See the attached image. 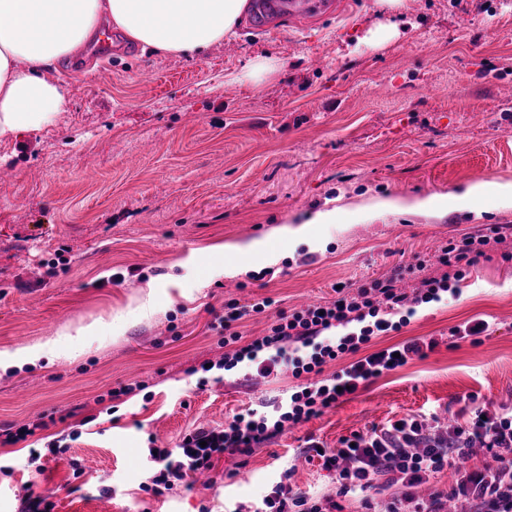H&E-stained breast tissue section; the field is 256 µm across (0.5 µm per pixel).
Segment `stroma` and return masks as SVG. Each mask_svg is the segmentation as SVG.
I'll return each instance as SVG.
<instances>
[{
  "label": "stroma",
  "mask_w": 512,
  "mask_h": 512,
  "mask_svg": "<svg viewBox=\"0 0 512 512\" xmlns=\"http://www.w3.org/2000/svg\"><path fill=\"white\" fill-rule=\"evenodd\" d=\"M251 10L201 61L137 46L121 63L71 72L69 105L52 124L0 140V425L54 424L0 443V512L28 491L53 512H254L283 472L316 497L336 475L307 439L342 437L407 415L447 424L458 400L512 407V207L493 195L477 213H378L390 197L445 195L461 184L512 181V0H348L343 12L254 29ZM283 69L259 85L251 61ZM338 208L316 244L276 237L283 223ZM504 243L466 268L457 296L417 307L368 350L447 336L482 320L480 343L440 345L373 380L322 416L286 428L248 456L215 460L188 488L154 494L149 449L291 395V373L245 378L202 371L221 359L225 301L271 298L236 325L265 335L277 312L334 300L413 258L435 275L449 239ZM269 239L272 253L220 246ZM136 382L145 388L119 395ZM64 438L65 453L48 449ZM42 454L43 472L29 466ZM281 66L278 59L261 57L254 60L248 67L244 77L255 84H259L266 76L275 73Z\"/></svg>",
  "instance_id": "35a3bbf8"
}]
</instances>
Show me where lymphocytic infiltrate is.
Returning <instances> with one entry per match:
<instances>
[{
	"label": "lymphocytic infiltrate",
	"mask_w": 512,
	"mask_h": 512,
	"mask_svg": "<svg viewBox=\"0 0 512 512\" xmlns=\"http://www.w3.org/2000/svg\"><path fill=\"white\" fill-rule=\"evenodd\" d=\"M503 239L495 224L486 235L449 240L437 257L443 273L422 278L413 292L398 288L397 276L376 279L358 287L356 294L279 314L266 335L248 342L232 331V323L264 313L270 299L244 307L234 299L225 302L226 331L221 341L225 353L218 368L230 371L243 363L248 374L262 377L287 369L301 384L289 399L276 405V418L240 414L224 427L199 428L186 434L177 448L158 449L151 458L153 490L173 489L188 473L211 469L215 458L250 454L286 426L321 416L373 379L405 365L411 356L434 351L439 341L433 337L369 354L362 348L372 337L407 325L420 304L438 302L443 294L456 292L464 276L463 266L476 264L485 245ZM339 359L344 360V367L326 374V365ZM457 417L448 438L432 435L426 416L412 415L380 429L353 432L333 448L311 443L324 467L336 474L335 497L318 499L279 482L263 504L268 512H338L340 499L356 496L366 512H376L383 484L389 481L401 484L403 493L388 512H442L446 495L470 504L471 512H512V410L490 409L471 394L465 397ZM476 446L485 448L487 458L472 466L469 450ZM447 470L454 473L448 492L418 500L414 488Z\"/></svg>",
	"instance_id": "obj_1"
}]
</instances>
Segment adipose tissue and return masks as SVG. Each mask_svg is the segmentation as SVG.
I'll use <instances>...</instances> for the list:
<instances>
[{
  "label": "adipose tissue",
  "mask_w": 512,
  "mask_h": 512,
  "mask_svg": "<svg viewBox=\"0 0 512 512\" xmlns=\"http://www.w3.org/2000/svg\"><path fill=\"white\" fill-rule=\"evenodd\" d=\"M246 0H0V138L37 131L68 102L67 88L52 77L101 16L128 38L191 60L207 56L231 33ZM492 194L512 204V182L477 181L463 190L412 201L388 198V212L445 214L473 209Z\"/></svg>",
  "instance_id": "obj_1"
}]
</instances>
